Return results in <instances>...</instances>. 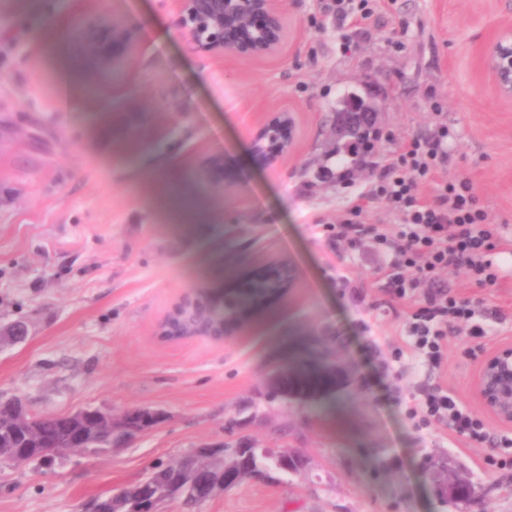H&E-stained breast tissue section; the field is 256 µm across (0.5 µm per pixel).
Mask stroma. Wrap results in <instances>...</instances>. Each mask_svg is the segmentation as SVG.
Returning <instances> with one entry per match:
<instances>
[{"mask_svg": "<svg viewBox=\"0 0 512 512\" xmlns=\"http://www.w3.org/2000/svg\"><path fill=\"white\" fill-rule=\"evenodd\" d=\"M329 0H286L293 36L252 63L198 50L177 28L171 0H0V398L39 414L82 407L159 409L154 430L100 455L46 469L0 462V512H75L140 481L157 463L202 445L244 439L296 451L299 472L246 479L198 512H512V468L486 465L489 445L453 446L445 428L410 414L430 384L470 409L475 340L448 338V367L430 369L407 338V309L391 302L371 243L333 244L325 224L372 179L341 180L334 113L355 91L381 111L379 153L444 119L455 132L445 178L472 181L480 206L512 238V105L479 78L476 49L512 0H384L371 33L344 51ZM121 20L136 40L120 80L100 96L83 70L65 83L49 42L78 23ZM290 110L295 145L277 168L257 165L264 120ZM152 112L141 139L106 137L101 117ZM242 173L234 191L199 180L210 155ZM180 189L210 218L182 220L165 203ZM295 268L243 331L221 343H178L158 323L190 288H216L271 257ZM500 281L476 287L460 271L442 284L485 298L500 318L480 324L512 339V254L494 253ZM24 324V339L8 334ZM333 331V390L277 396L269 378L310 359ZM474 487L448 505V468Z\"/></svg>", "mask_w": 512, "mask_h": 512, "instance_id": "obj_1", "label": "stroma"}]
</instances>
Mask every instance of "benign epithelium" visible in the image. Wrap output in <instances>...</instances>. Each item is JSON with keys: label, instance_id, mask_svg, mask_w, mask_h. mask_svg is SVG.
<instances>
[{"label": "benign epithelium", "instance_id": "1", "mask_svg": "<svg viewBox=\"0 0 512 512\" xmlns=\"http://www.w3.org/2000/svg\"><path fill=\"white\" fill-rule=\"evenodd\" d=\"M177 10V26L199 49L222 56L230 53L244 61H261L280 53L288 41L289 30L282 0H173ZM135 42L132 27L112 22L106 35L91 31L84 38L86 68L98 73L120 66ZM478 59L483 76L497 97L512 101V27L496 28L479 46ZM377 108L363 109L353 103L336 117V135L360 121L379 123ZM296 125L287 110L274 113L263 123L252 141L254 161L274 168L292 150ZM200 176L222 190H231L239 183L238 174L221 154L207 157ZM278 279L277 291L293 286L295 271L284 258L269 260L260 271L247 279L249 285H261ZM224 293L210 288H193L184 293L160 322V335H174L182 341L192 337H207L222 342L241 332L251 315L263 307H246L233 317L224 315ZM471 394L483 411L505 429H512V342L500 343L482 355L471 381ZM36 415L19 399H0V429L23 428L27 437L37 439ZM61 426L56 447L69 449V454L92 451L90 442L105 435L110 441L131 442L166 419L162 411L150 408H127L115 413L110 408L88 407L59 415ZM280 472L292 470L291 454L262 451ZM230 455L224 445H204L188 461L174 466L178 482L167 500L178 501L183 492L204 503L240 482L233 469L215 473L214 459ZM0 462L24 464L28 459L13 448L8 439L0 437ZM159 496H149L140 484L113 490L114 512H158Z\"/></svg>", "mask_w": 512, "mask_h": 512}]
</instances>
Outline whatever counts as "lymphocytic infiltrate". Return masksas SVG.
I'll list each match as a JSON object with an SVG mask.
<instances>
[{
    "label": "lymphocytic infiltrate",
    "instance_id": "obj_1",
    "mask_svg": "<svg viewBox=\"0 0 512 512\" xmlns=\"http://www.w3.org/2000/svg\"><path fill=\"white\" fill-rule=\"evenodd\" d=\"M453 136V129L441 122L429 136L404 140L396 155L382 158L378 175L347 204L330 236L336 244L367 237L388 254L382 272L389 293L401 302H423L410 316V346L435 369L442 368L448 337L456 330L467 329L481 342L486 339L485 329L474 322L479 302L441 287L440 274L461 269L478 287L496 286L499 271L491 252L498 246L512 248V241L479 207L469 180H438V173L448 167V141ZM425 184L432 185L431 196L422 195ZM375 201L397 217L396 228L368 223V206ZM413 413L422 424H445L464 447L490 438L488 424L439 384L425 393Z\"/></svg>",
    "mask_w": 512,
    "mask_h": 512
}]
</instances>
